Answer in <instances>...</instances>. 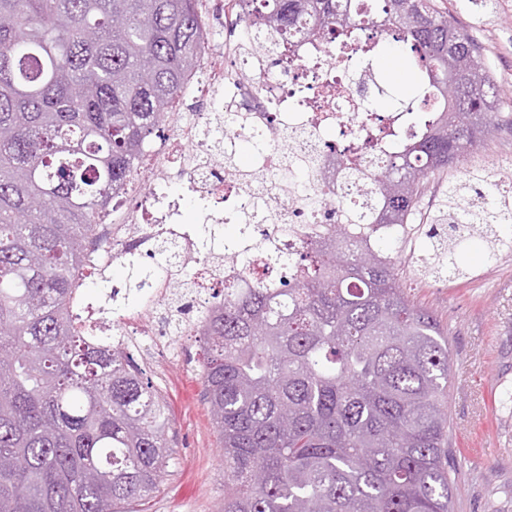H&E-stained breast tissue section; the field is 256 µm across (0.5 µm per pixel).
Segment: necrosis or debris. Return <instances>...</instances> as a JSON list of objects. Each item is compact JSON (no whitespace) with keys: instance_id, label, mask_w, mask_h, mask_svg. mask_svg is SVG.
<instances>
[{"instance_id":"4bbe7bcc","label":"necrosis or debris","mask_w":512,"mask_h":512,"mask_svg":"<svg viewBox=\"0 0 512 512\" xmlns=\"http://www.w3.org/2000/svg\"><path fill=\"white\" fill-rule=\"evenodd\" d=\"M223 13V43L203 55L166 115L171 135L144 144L137 179L98 212L100 243L75 273L71 305L78 330L106 337L125 355L151 351L160 337L191 335L212 289L225 282L259 275L278 280L311 226L355 223V212L341 209L332 192L361 201L364 178L423 130L421 113L377 110L379 84L367 58L315 41L301 44L287 65L272 47L255 44L236 0H227ZM201 95L208 108L192 110ZM245 136L257 143L246 174L231 165ZM176 175L197 201L194 223L184 221L182 199L170 190ZM245 213L251 223L280 226L275 252L243 254L225 239V225ZM165 231L178 243L184 269L195 274V288L176 306H169L172 290L160 276L135 309L123 304L117 288L84 303L79 287L85 279L105 276L113 260L129 253L167 268L155 245Z\"/></svg>"}]
</instances>
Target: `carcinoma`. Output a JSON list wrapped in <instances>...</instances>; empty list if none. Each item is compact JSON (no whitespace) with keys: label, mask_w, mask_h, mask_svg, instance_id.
Returning a JSON list of instances; mask_svg holds the SVG:
<instances>
[{"label":"carcinoma","mask_w":512,"mask_h":512,"mask_svg":"<svg viewBox=\"0 0 512 512\" xmlns=\"http://www.w3.org/2000/svg\"><path fill=\"white\" fill-rule=\"evenodd\" d=\"M290 59L306 41L359 52L383 33L411 71L400 112L421 137L371 177L365 224L301 246L289 279L229 285L194 341L221 435L220 512H451L448 336L400 285L391 239L428 178L500 134V85L434 0H238ZM476 25L496 0H463ZM198 0H0V512H134L170 461L166 401L130 356L88 343L67 297L98 208L136 172L209 33ZM456 83L448 93V78ZM421 232L415 269L460 276L475 225L512 253V191L465 171ZM134 287L149 281L123 261Z\"/></svg>","instance_id":"carcinoma-1"}]
</instances>
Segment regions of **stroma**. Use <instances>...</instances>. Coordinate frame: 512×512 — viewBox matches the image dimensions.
<instances>
[{
  "label": "stroma",
  "instance_id": "obj_1",
  "mask_svg": "<svg viewBox=\"0 0 512 512\" xmlns=\"http://www.w3.org/2000/svg\"><path fill=\"white\" fill-rule=\"evenodd\" d=\"M481 48L494 76L512 71V0L497 19L473 25L458 0H437ZM486 244L471 239L459 252L463 277L438 281L402 274L411 301L448 335L451 369L448 444L455 460L453 512H512V254L486 263ZM180 360L162 355L148 376L166 373L172 418L171 461L149 512H219L224 501L220 434L203 399L197 347L172 339Z\"/></svg>",
  "mask_w": 512,
  "mask_h": 512
}]
</instances>
